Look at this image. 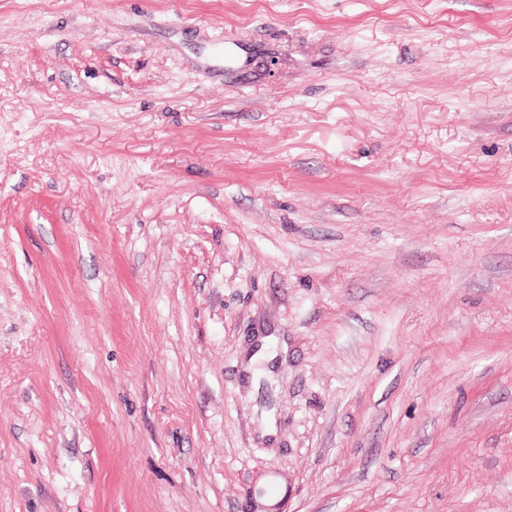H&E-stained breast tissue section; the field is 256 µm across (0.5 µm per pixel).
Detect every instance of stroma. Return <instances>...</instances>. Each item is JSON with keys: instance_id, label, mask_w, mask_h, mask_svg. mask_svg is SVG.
<instances>
[{"instance_id": "obj_1", "label": "stroma", "mask_w": 512, "mask_h": 512, "mask_svg": "<svg viewBox=\"0 0 512 512\" xmlns=\"http://www.w3.org/2000/svg\"><path fill=\"white\" fill-rule=\"evenodd\" d=\"M0 512H512V0H0Z\"/></svg>"}]
</instances>
